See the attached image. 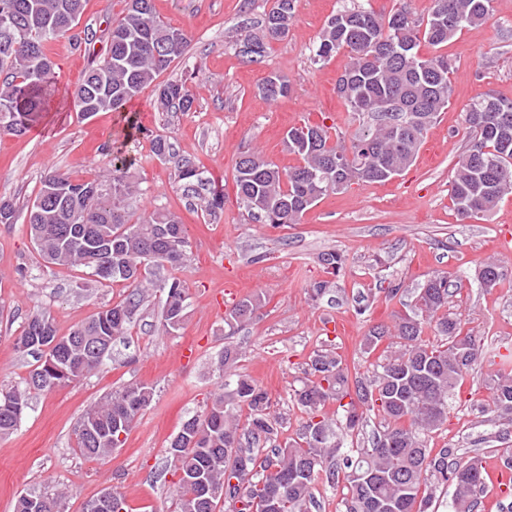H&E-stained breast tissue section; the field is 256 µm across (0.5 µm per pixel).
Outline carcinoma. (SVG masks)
Here are the masks:
<instances>
[{
  "label": "carcinoma",
  "mask_w": 512,
  "mask_h": 512,
  "mask_svg": "<svg viewBox=\"0 0 512 512\" xmlns=\"http://www.w3.org/2000/svg\"><path fill=\"white\" fill-rule=\"evenodd\" d=\"M83 7L84 0H0V134L27 133L61 95L84 115L120 112L186 54L187 33L165 24L153 0H128L125 15L112 25L107 52L91 61L76 85L63 90L46 43L71 31ZM295 12L296 0H275L261 20L262 35L244 36L256 46L248 61L264 56L265 41L288 35ZM491 14L492 0H431L424 21L405 9L380 17L362 0L342 6L312 48L313 60L346 57L336 91L366 123L348 147L331 142L323 124L288 129L284 147L298 163L286 171L258 153L241 155L235 162V184L250 217L262 224H299L329 192L354 181L385 182L405 172L453 93L452 60L423 56L421 44L440 48ZM290 89L288 79L276 73L258 85L273 101ZM158 103L166 112H188L193 98L185 83L171 80L158 86ZM465 124L469 139L451 180L461 221L489 216L512 194V100L489 93L472 100ZM152 152L171 158L172 143L157 136ZM176 178L186 198L198 200L206 212L215 216L224 210V194L208 186L193 162L178 161ZM137 191L126 159L117 156L103 180L76 182L47 175L27 206L31 241L47 263L83 268L97 283L96 259L78 239L105 241L112 245L110 281H129L134 290L63 336L49 311L28 315L16 349L44 360L29 372L23 389L0 392V436L20 425L31 391L81 380L102 363L92 347L109 352L114 341L128 335L145 301L148 266L185 265L188 238L180 216L159 208L130 222L127 200ZM321 263L335 276L344 260L332 251L321 255ZM503 276L502 266L488 261L477 280L482 288H494ZM160 290L166 292L162 326L175 332L185 318L186 281L173 277ZM452 296L447 276L433 275L393 326L372 327L363 337L364 353L382 344L385 348L369 374L351 376L332 349L315 353L308 377L294 390L306 419L298 439L288 445L277 444L283 417L273 410L265 389L242 374L224 383V392L203 413L185 420L174 437L178 449L169 459L181 474L177 512H217L226 504L232 512H261L270 498L278 501L280 512H311L316 507L313 489L321 480L330 486L345 482L346 512H427L438 488L446 485L451 487L448 512H475L486 477L479 456L464 461L452 448L435 451L428 444L430 434L448 421L458 387L483 353L477 337L448 312ZM259 303L258 296L241 300L224 323L232 328L251 320ZM491 390L493 412L511 427L512 369L495 375ZM153 396V388L132 383L86 410L75 428L79 452L92 459L111 454L112 430L118 426L129 434ZM332 404L337 410L330 413ZM374 410L382 414L384 425L371 446L346 449L347 438ZM268 443L274 447H266ZM202 468L205 488L192 481ZM62 500L60 492L25 493L16 512H62Z\"/></svg>",
  "instance_id": "1"
}]
</instances>
